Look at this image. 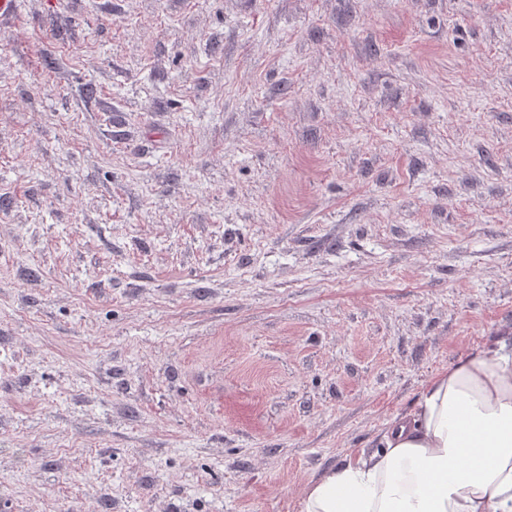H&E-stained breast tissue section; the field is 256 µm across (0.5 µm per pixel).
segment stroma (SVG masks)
<instances>
[{
    "label": "stroma",
    "mask_w": 512,
    "mask_h": 512,
    "mask_svg": "<svg viewBox=\"0 0 512 512\" xmlns=\"http://www.w3.org/2000/svg\"><path fill=\"white\" fill-rule=\"evenodd\" d=\"M494 336L512 0L0 27V512H299Z\"/></svg>",
    "instance_id": "obj_1"
}]
</instances>
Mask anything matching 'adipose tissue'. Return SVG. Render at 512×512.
Returning a JSON list of instances; mask_svg holds the SVG:
<instances>
[{"instance_id": "obj_1", "label": "adipose tissue", "mask_w": 512, "mask_h": 512, "mask_svg": "<svg viewBox=\"0 0 512 512\" xmlns=\"http://www.w3.org/2000/svg\"><path fill=\"white\" fill-rule=\"evenodd\" d=\"M300 512H512V349L489 339L431 377L411 418L308 484Z\"/></svg>"}]
</instances>
